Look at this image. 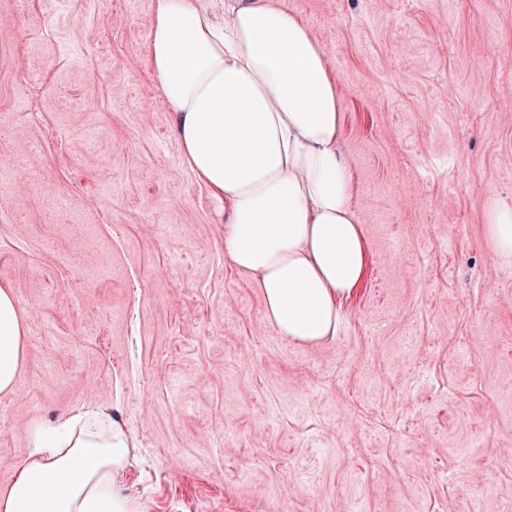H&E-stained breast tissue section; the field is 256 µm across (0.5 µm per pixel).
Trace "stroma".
<instances>
[{"label":"stroma","instance_id":"35a3bbf8","mask_svg":"<svg viewBox=\"0 0 512 512\" xmlns=\"http://www.w3.org/2000/svg\"><path fill=\"white\" fill-rule=\"evenodd\" d=\"M340 91L366 277L334 339L263 320L181 159L154 0H0V286L25 321L0 494L29 430L110 411L143 512H512V0H287ZM483 200L494 255L512 257V203L494 195H486Z\"/></svg>","mask_w":512,"mask_h":512}]
</instances>
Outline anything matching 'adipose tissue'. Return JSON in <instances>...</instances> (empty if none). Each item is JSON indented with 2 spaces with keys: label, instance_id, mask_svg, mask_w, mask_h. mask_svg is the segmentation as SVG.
Listing matches in <instances>:
<instances>
[{
  "label": "adipose tissue",
  "instance_id": "ef3b65f1",
  "mask_svg": "<svg viewBox=\"0 0 512 512\" xmlns=\"http://www.w3.org/2000/svg\"><path fill=\"white\" fill-rule=\"evenodd\" d=\"M146 51L181 159L217 203L225 254L257 281L267 320L295 342L334 338L368 244L316 31L283 0H154ZM484 206L494 255L512 257V203ZM24 336L0 286V393L14 389ZM30 443L0 512H141L120 486L134 444L110 412L36 425Z\"/></svg>",
  "mask_w": 512,
  "mask_h": 512
}]
</instances>
